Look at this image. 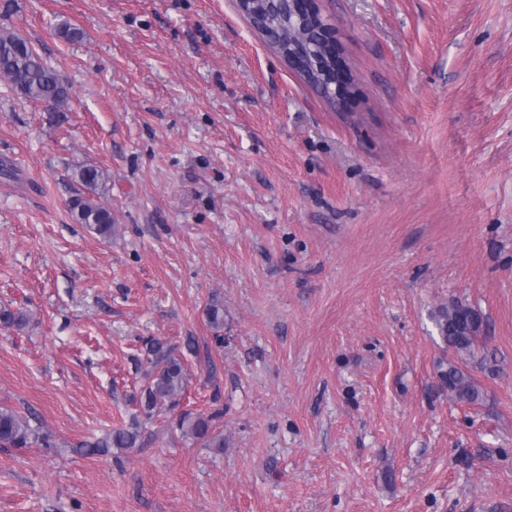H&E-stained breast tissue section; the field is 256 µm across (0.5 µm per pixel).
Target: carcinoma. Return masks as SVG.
I'll use <instances>...</instances> for the list:
<instances>
[{"label": "carcinoma", "instance_id": "cac0c4a2", "mask_svg": "<svg viewBox=\"0 0 512 512\" xmlns=\"http://www.w3.org/2000/svg\"><path fill=\"white\" fill-rule=\"evenodd\" d=\"M255 15L264 28L272 31L297 30L299 24L288 11V3L271 11L265 0H255ZM300 45L317 63L327 64L324 46L313 36L305 37ZM0 78L20 95L32 102H46L55 109L67 105L70 93L56 70L48 66L32 43L7 26H0ZM73 179L84 191L70 200V212L79 224L88 226L102 237L112 235L114 229L112 208L105 194L107 172L95 165L75 169ZM206 316L215 330L224 328V303L213 298L207 304ZM433 320L443 343L461 359L474 352L482 328V316L473 308L461 303L438 307ZM28 321L23 309L0 307V325L20 328ZM147 363L145 385L140 396V406L146 416L155 409L177 407L188 384L184 362L177 358L156 339L146 344ZM438 376L441 385L458 402L474 403L481 397L479 388L470 374L455 361L440 364ZM214 415L203 416L184 411L179 415L178 428L183 437L201 444L204 448L224 447V437L213 434L211 421ZM140 431L136 423L117 428L105 437L81 445L86 455L107 454L111 449L130 451L139 446ZM40 440V435L30 424V417L8 407H0V448H27Z\"/></svg>", "mask_w": 512, "mask_h": 512}]
</instances>
